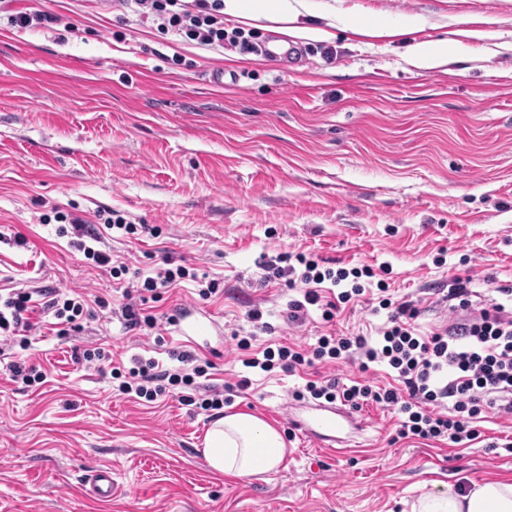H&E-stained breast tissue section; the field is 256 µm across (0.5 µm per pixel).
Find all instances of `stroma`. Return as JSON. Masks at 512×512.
<instances>
[{"mask_svg":"<svg viewBox=\"0 0 512 512\" xmlns=\"http://www.w3.org/2000/svg\"><path fill=\"white\" fill-rule=\"evenodd\" d=\"M288 2L299 29L286 35L303 51L289 66L182 40L107 0H0V293L86 288L120 305L118 279L54 216L109 209L147 225L102 230L100 250L133 271L165 258L188 269L157 309L218 324L196 345L214 365L198 395L248 377L225 413L274 422L287 448L278 472L216 475L202 453L208 412L114 395L110 374L74 355L88 344L164 363L186 343L175 326L161 325L158 347L102 317L71 341L37 313L44 384L0 367V512H410L422 494L512 478V418L496 415L466 446L396 443L394 414L366 406L345 447H318L294 424L309 413L291 396L301 377L244 367L234 340L253 335L257 351L384 323L371 283L333 324L315 310L289 325L298 291L261 280L263 256L282 251L371 266L394 297L420 302L425 332L445 325L437 301L453 277L477 305L512 285V0ZM38 10L54 22L7 21ZM442 40L447 63L412 64L410 46ZM202 278L219 285L206 300ZM255 307L270 332H254ZM97 467L112 471L111 498L86 491Z\"/></svg>","mask_w":512,"mask_h":512,"instance_id":"obj_1","label":"stroma"}]
</instances>
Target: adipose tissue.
Listing matches in <instances>:
<instances>
[{
    "instance_id": "obj_1",
    "label": "adipose tissue",
    "mask_w": 512,
    "mask_h": 512,
    "mask_svg": "<svg viewBox=\"0 0 512 512\" xmlns=\"http://www.w3.org/2000/svg\"><path fill=\"white\" fill-rule=\"evenodd\" d=\"M203 453L213 472L247 480L278 470L286 446L269 422L251 413H236L212 424ZM411 512H512V480H486L464 493L452 488L427 493L412 504Z\"/></svg>"
}]
</instances>
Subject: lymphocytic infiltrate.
Here are the masks:
<instances>
[{"mask_svg":"<svg viewBox=\"0 0 512 512\" xmlns=\"http://www.w3.org/2000/svg\"><path fill=\"white\" fill-rule=\"evenodd\" d=\"M140 21L150 22L167 33L201 46H231L253 53L256 42L240 28L224 22V0H125ZM294 260L302 265L301 298L289 301L288 323L303 324L310 308L320 309L324 321H332L340 305L365 291L362 278L373 277L371 267L332 268L314 255L278 254L265 263V270L281 276V263ZM185 267H159L151 275L135 273L125 290L126 302L118 314L127 330L152 335L160 317L151 305L160 289L186 278ZM501 300L474 305L469 282L455 278L444 300L452 319L449 326L421 333V309L411 300L380 296L379 307L387 320L377 337L357 334L318 337L306 348L279 345L250 355L251 343L240 339L239 350L247 354L243 364L270 373L291 375L320 365L358 362L360 371L375 365L394 373L398 387H381L370 380H344L339 376L315 374L295 399L311 398L338 402L353 409L372 405L384 410L398 409L401 420L396 436L401 440L447 441L459 444L480 438V424L489 413L512 415V288H501ZM45 303L56 320L58 335L68 336L82 329L83 320L95 318L97 310L109 306L101 296L57 288L47 291ZM35 310L32 292L17 290L0 297V344L28 350L31 315ZM177 368H164L155 359H132L130 365L112 367L116 394H136L151 402L167 388L193 389L199 378L208 376L211 361L189 350L170 351Z\"/></svg>","mask_w":512,"mask_h":512,"instance_id":"lymphocytic-infiltrate-1","label":"lymphocytic infiltrate"}]
</instances>
